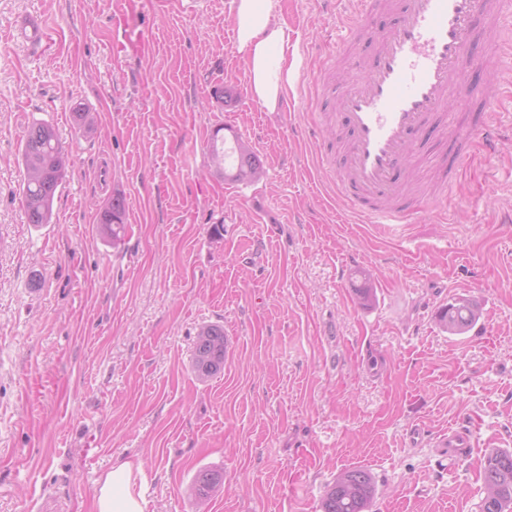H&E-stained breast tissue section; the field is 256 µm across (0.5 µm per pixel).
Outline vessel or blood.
Here are the masks:
<instances>
[{
    "label": "vessel or blood",
    "mask_w": 512,
    "mask_h": 512,
    "mask_svg": "<svg viewBox=\"0 0 512 512\" xmlns=\"http://www.w3.org/2000/svg\"><path fill=\"white\" fill-rule=\"evenodd\" d=\"M391 8L395 23L377 27L375 15ZM508 19L512 0H358L340 55H328L309 75L322 94H330L339 57L357 55L364 44L373 47L366 79L339 98L346 143L339 153L321 154L350 211L381 224L409 212L404 182L413 149L433 135L431 120L449 97L469 103L474 82L484 78L485 64L472 46L476 24L494 31ZM455 137L463 144L479 141L487 156L498 154L500 136L490 121L459 127ZM437 445L443 457L456 459L473 442L468 430L452 428Z\"/></svg>",
    "instance_id": "vessel-or-blood-1"
}]
</instances>
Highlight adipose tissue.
I'll return each instance as SVG.
<instances>
[{
    "mask_svg": "<svg viewBox=\"0 0 512 512\" xmlns=\"http://www.w3.org/2000/svg\"><path fill=\"white\" fill-rule=\"evenodd\" d=\"M274 0H237L234 14L236 44L243 55L253 98L267 111L280 108L296 81L288 60V33L273 18ZM141 463L115 459L98 481L89 512H147Z\"/></svg>",
    "mask_w": 512,
    "mask_h": 512,
    "instance_id": "adipose-tissue-1",
    "label": "adipose tissue"
}]
</instances>
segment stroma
I'll return each instance as SVG.
<instances>
[{
  "label": "stroma",
  "mask_w": 512,
  "mask_h": 512,
  "mask_svg": "<svg viewBox=\"0 0 512 512\" xmlns=\"http://www.w3.org/2000/svg\"><path fill=\"white\" fill-rule=\"evenodd\" d=\"M355 9L279 0L297 79L292 111L270 112L225 0L195 17L187 0H0V512H87L118 457L142 463L149 512H195L204 467L223 475L210 512H320L353 466L376 478L372 512H478L486 452L512 449V29L485 74L500 89L496 159L471 147L437 192L435 161L455 147L443 131L410 168L420 206L369 224L333 200L308 141L314 123L345 136L306 75L311 46L340 50ZM28 14L50 34L43 52L14 35ZM36 121L69 159L40 228L19 195ZM226 124L262 158L259 180L211 168ZM116 193L119 250L98 223ZM458 297L479 303L481 333L435 321ZM207 324L223 326L228 355L201 380ZM459 426L474 447L441 459L437 435Z\"/></svg>",
  "instance_id": "1"
}]
</instances>
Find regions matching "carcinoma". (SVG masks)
Listing matches in <instances>:
<instances>
[{"label":"carcinoma","instance_id":"carcinoma-1","mask_svg":"<svg viewBox=\"0 0 512 512\" xmlns=\"http://www.w3.org/2000/svg\"><path fill=\"white\" fill-rule=\"evenodd\" d=\"M220 130H215L212 141V159L217 173L225 179L248 183L263 174L261 157L248 146H237L235 163L226 167L224 148L218 146ZM22 178L20 195L27 223L39 226L51 222L53 203L67 168V156L54 127L48 123H34L26 131L20 144ZM101 229L105 237L114 241L125 237V205L115 194L100 213ZM480 318V307L471 301V308L462 309L451 302L438 316L441 327L450 335L467 333ZM227 340L224 327L204 326L197 333L193 368L197 376L207 379L224 368ZM222 482L220 471L201 468L197 471L191 490L194 496L210 498ZM484 497L479 512H512V451L492 448L483 466ZM377 483L372 472L364 467L348 468L327 486L321 499V512H371Z\"/></svg>","mask_w":512,"mask_h":512}]
</instances>
